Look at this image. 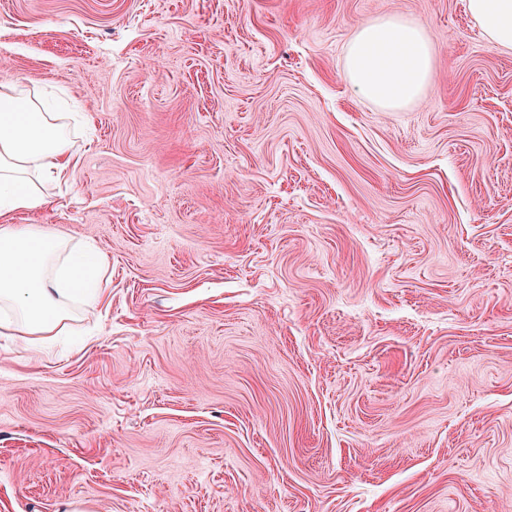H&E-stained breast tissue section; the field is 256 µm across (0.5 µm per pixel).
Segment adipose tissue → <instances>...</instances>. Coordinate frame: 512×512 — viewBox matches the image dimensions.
<instances>
[{"instance_id": "1", "label": "adipose tissue", "mask_w": 512, "mask_h": 512, "mask_svg": "<svg viewBox=\"0 0 512 512\" xmlns=\"http://www.w3.org/2000/svg\"><path fill=\"white\" fill-rule=\"evenodd\" d=\"M467 10L491 44L512 48V0H467ZM344 60L355 93L396 112L421 97L433 47L419 22L390 15L358 27ZM76 124L57 98L31 95L14 81L0 84V334L27 337L35 348L59 335L73 306L100 305L109 290L101 274L91 284L85 275L87 267L105 268L103 252L8 222L14 213L47 204L42 184L66 179Z\"/></svg>"}]
</instances>
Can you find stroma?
<instances>
[{
  "label": "stroma",
  "mask_w": 512,
  "mask_h": 512,
  "mask_svg": "<svg viewBox=\"0 0 512 512\" xmlns=\"http://www.w3.org/2000/svg\"><path fill=\"white\" fill-rule=\"evenodd\" d=\"M421 22L385 112L344 46ZM84 113L14 214L107 304L0 335V512H512V50L466 0H0V82ZM344 60L355 93L396 112L417 101L429 83L433 47L419 22L390 15L358 27Z\"/></svg>",
  "instance_id": "1"
}]
</instances>
